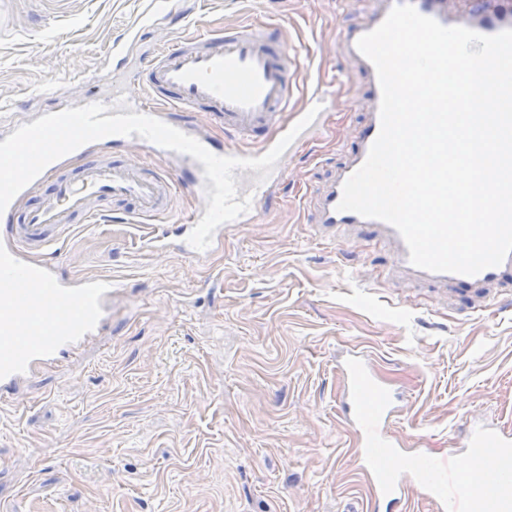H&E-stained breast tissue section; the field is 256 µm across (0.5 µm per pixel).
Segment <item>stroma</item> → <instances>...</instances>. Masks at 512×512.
<instances>
[{
    "label": "stroma",
    "mask_w": 512,
    "mask_h": 512,
    "mask_svg": "<svg viewBox=\"0 0 512 512\" xmlns=\"http://www.w3.org/2000/svg\"><path fill=\"white\" fill-rule=\"evenodd\" d=\"M142 0H0V132L51 109ZM376 0H181L185 21L280 23L336 83L323 139L287 160L260 223L226 228L192 264L141 247L146 225L75 224L58 276L112 278L109 326L0 400V512H371L340 412L338 363L358 348L407 403L391 426L439 466L469 423L512 430V287L408 282L381 243L321 233L302 195L355 149L367 76L337 36Z\"/></svg>",
    "instance_id": "stroma-1"
}]
</instances>
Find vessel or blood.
<instances>
[{
  "label": "vessel or blood",
  "mask_w": 512,
  "mask_h": 512,
  "mask_svg": "<svg viewBox=\"0 0 512 512\" xmlns=\"http://www.w3.org/2000/svg\"><path fill=\"white\" fill-rule=\"evenodd\" d=\"M368 23L343 27L339 39L369 77L371 110L356 137L351 160L341 167L325 188L311 190L306 203L318 228L379 235L393 246V263L409 278L457 287L472 294L492 285H512V254L496 267L468 276L434 273L413 266L400 233L391 225L339 210L342 186L366 160L380 131L381 87L376 69L357 48L358 40L379 26L399 0H378ZM423 16L440 24L461 26L492 36L512 29V0H474L461 12L448 9V0H410ZM178 0H143L123 37L113 40L96 70L90 87L76 91L58 81L53 94L60 99L78 97L80 104L101 102L118 115V100L133 112L161 119L196 138L218 156H236L235 142L254 139L260 153L270 149L269 131L282 129V115L297 90V64L278 28L243 22L230 27H204L193 33L152 41L159 19L177 14ZM137 84L136 95L122 97L123 80ZM204 112L223 127L225 142L213 141L195 121ZM139 146L163 158L159 168L129 163L126 149ZM82 164L70 174L68 159L50 164L37 178L51 183L53 192L39 205L19 211L10 203L0 213V397L12 396L18 385L36 369L75 354L106 325L114 284L106 277H88L79 283L57 277L52 271L56 245L76 218L92 222L115 202L128 204L129 215L152 220L142 240L151 253H177L200 263L224 242L216 230L208 250L192 248L188 237L206 212L205 207L183 214L178 223H166L176 194L204 199L209 182L201 163L191 156L159 147L139 135H111L102 143L78 148ZM285 161H278L267 179L258 171L234 172L239 195H251L252 205L241 216L244 224L258 222L261 205L272 185L285 178ZM41 255L38 263L28 254ZM344 382L341 414L352 430L361 464L374 499V512H402L411 491H419L435 505L436 512H512V433L495 425L469 427L459 440L472 465L460 479L458 500L448 496L446 483L432 478L435 461L423 453L410 456L406 467L391 463L401 444L387 427L398 398L375 377L363 351L352 349L340 362Z\"/></svg>",
  "instance_id": "1"
}]
</instances>
